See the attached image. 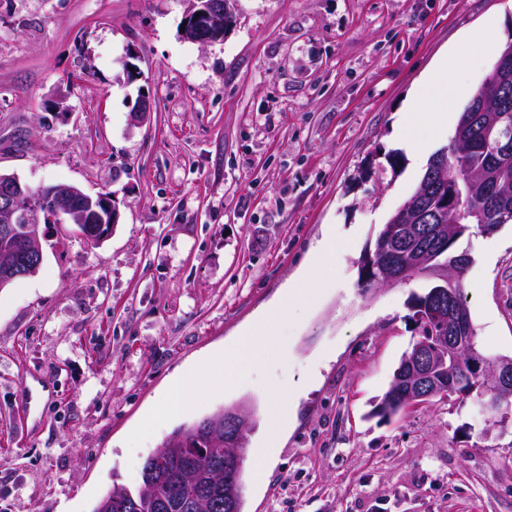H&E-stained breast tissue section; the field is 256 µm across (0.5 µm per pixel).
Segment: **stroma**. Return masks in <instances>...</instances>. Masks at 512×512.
Returning a JSON list of instances; mask_svg holds the SVG:
<instances>
[{"mask_svg":"<svg viewBox=\"0 0 512 512\" xmlns=\"http://www.w3.org/2000/svg\"><path fill=\"white\" fill-rule=\"evenodd\" d=\"M234 6L204 46L186 0H0V171L112 193L120 212L95 246L53 225L38 273L0 288V512H92L176 427L242 403L244 512H512V408L492 429L472 395L374 415L433 279L368 292L359 264L424 173L402 128L432 132L416 92L454 54L476 90L512 0ZM392 154L396 172L368 175ZM328 232L341 247L288 304L280 350L208 364ZM457 247L479 350L512 356V224ZM178 373L194 401L149 420ZM274 401L292 420L266 464Z\"/></svg>","mask_w":512,"mask_h":512,"instance_id":"obj_1","label":"stroma"}]
</instances>
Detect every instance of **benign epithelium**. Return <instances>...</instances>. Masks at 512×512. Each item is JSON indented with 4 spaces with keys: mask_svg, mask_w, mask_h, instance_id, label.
<instances>
[{
    "mask_svg": "<svg viewBox=\"0 0 512 512\" xmlns=\"http://www.w3.org/2000/svg\"><path fill=\"white\" fill-rule=\"evenodd\" d=\"M185 15V36L202 45L220 41L233 22L229 0H188ZM442 197V203L456 199L455 188L448 186L445 164L434 168L432 180L422 184L414 202L420 203L431 192ZM116 202L110 194L91 196L74 185L42 187L38 195H31V188L13 174L0 172V241L12 245L21 243V250L30 258L27 275L37 273L43 260L41 238L42 225L59 224H110L118 221ZM419 234V226L409 224L404 228L390 229L377 250L383 262H389L392 245L399 232ZM426 268L438 283L432 288V296L438 302L439 324L433 326L428 316L414 308L411 325L426 331L429 339L418 344L406 357L399 376L401 404L410 407L421 404L436 391L432 370L440 362L461 364L468 378H476L485 390L484 399L478 402L480 412L488 425L495 426L504 402L512 398V358L489 359L481 355L474 345L471 326L463 308L457 305L456 285L463 270L460 260L448 257V261L427 267L423 256L415 253L401 262L404 271ZM246 429V408L243 405L224 410V446L230 455L237 454V438Z\"/></svg>",
    "mask_w": 512,
    "mask_h": 512,
    "instance_id": "7a95c632",
    "label": "benign epithelium"
}]
</instances>
